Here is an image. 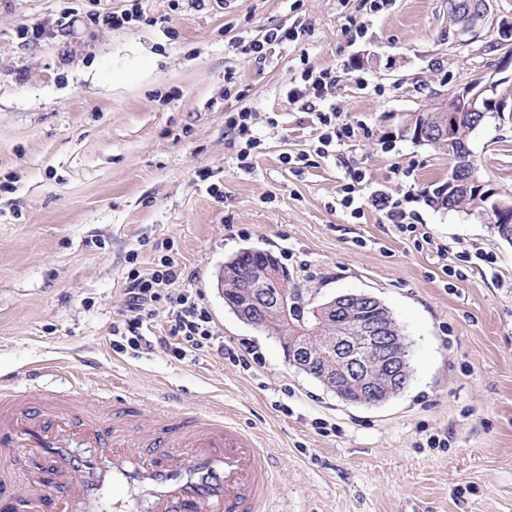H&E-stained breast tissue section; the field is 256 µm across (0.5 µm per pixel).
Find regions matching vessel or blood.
<instances>
[{"label":"vessel or blood","mask_w":512,"mask_h":512,"mask_svg":"<svg viewBox=\"0 0 512 512\" xmlns=\"http://www.w3.org/2000/svg\"><path fill=\"white\" fill-rule=\"evenodd\" d=\"M138 400L111 419L0 389V455L19 454L28 475L12 512H269L273 465L262 438L223 411H164L140 420ZM146 430L145 441L131 432ZM118 490L105 504V488Z\"/></svg>","instance_id":"1"}]
</instances>
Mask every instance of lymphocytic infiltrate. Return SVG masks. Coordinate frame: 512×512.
<instances>
[{
    "mask_svg": "<svg viewBox=\"0 0 512 512\" xmlns=\"http://www.w3.org/2000/svg\"><path fill=\"white\" fill-rule=\"evenodd\" d=\"M336 81L337 76L331 70L307 67L287 91L289 100L300 111L314 113L318 120L322 133L316 152L323 158L336 153L355 134L352 124L343 118L336 106ZM347 173L348 180L340 189L338 204L341 208L349 210L354 217L361 215L362 207L366 204L384 212L399 234L412 239L416 246L434 248L445 261L444 272H451L452 266L446 261L450 254L447 246L436 244L431 233L424 225L419 224L416 214L406 211L400 199L381 189L373 191L365 198L358 196L357 188L364 182L366 174L359 167L348 168ZM178 276L179 271L174 260L166 255L161 256L156 269L150 273L144 274L135 268L129 271L126 316L123 322L112 328L113 350L137 352L153 347L154 340L145 335L144 325L155 315L154 303L163 301L168 305L170 334L178 340L177 346L171 349L175 358L181 360L199 351L213 350L245 371L260 364L261 356L255 350L216 344L211 317L190 291L165 294V287Z\"/></svg>",
    "mask_w": 512,
    "mask_h": 512,
    "instance_id": "lymphocytic-infiltrate-1",
    "label": "lymphocytic infiltrate"
}]
</instances>
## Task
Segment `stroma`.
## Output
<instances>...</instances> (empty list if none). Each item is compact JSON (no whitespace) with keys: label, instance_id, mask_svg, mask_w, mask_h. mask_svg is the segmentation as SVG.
I'll return each mask as SVG.
<instances>
[{"label":"stroma","instance_id":"obj_1","mask_svg":"<svg viewBox=\"0 0 512 512\" xmlns=\"http://www.w3.org/2000/svg\"><path fill=\"white\" fill-rule=\"evenodd\" d=\"M133 6L143 19L129 27L90 21ZM33 23L41 39L22 38ZM273 28L298 37L266 61L231 46ZM506 57L492 35L458 42L448 0H391L377 13L370 0H0V381L37 397L76 392L103 417L128 393L147 418L162 395L224 409L274 457L272 512H512V244L475 213L431 204L447 155L391 133L398 115ZM304 60L341 76L336 103L355 129L343 154L367 190H415L410 208L436 241L493 266L460 262L447 276L436 251L382 212L341 209L344 170L317 155L315 116L286 96ZM228 71L240 105L261 115L247 171L225 125ZM469 148L486 181L512 190V122L489 119ZM301 153L306 163L284 164ZM246 247L292 250L286 266L307 302L382 300L413 343L408 387L351 405L289 367L217 286ZM133 252L144 272L170 253L182 274L167 293L191 291L215 336L254 347L261 365L246 372L212 351L174 358L161 309L151 351L115 352ZM318 418L329 433L315 431ZM426 432L448 446L423 447Z\"/></svg>","mask_w":512,"mask_h":512}]
</instances>
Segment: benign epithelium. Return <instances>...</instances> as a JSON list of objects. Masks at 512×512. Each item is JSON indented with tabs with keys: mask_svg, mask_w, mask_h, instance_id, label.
<instances>
[{
	"mask_svg": "<svg viewBox=\"0 0 512 512\" xmlns=\"http://www.w3.org/2000/svg\"><path fill=\"white\" fill-rule=\"evenodd\" d=\"M448 14L457 26L455 35L468 41L488 30L509 38L512 32L489 11L488 0H448ZM512 80V75L478 83H466L446 94H440L428 107L400 117L398 132L411 134L427 143H438L450 136L448 113H456L455 121H469L471 126L482 125L490 117L512 120V98L497 94V88ZM485 190L488 207L477 211L489 222L508 221L512 205L498 197V192L485 189L472 167L457 163L448 170V178L439 186L453 208L460 196L470 188ZM273 282L280 288L281 297L271 300L264 296L262 286ZM293 289L290 278L272 265L258 270L251 290L244 293L245 301L238 306L242 320L253 325L277 324L286 336L282 337L287 359L317 378L327 389L349 390L353 402L380 405L398 393L397 387L406 379L407 364L402 355L405 336L391 322L377 324L358 320L348 330H331L332 315H359L360 303L370 296L346 294L314 307V322L309 327H297L288 322L286 304Z\"/></svg>",
	"mask_w": 512,
	"mask_h": 512,
	"instance_id": "1",
	"label": "benign epithelium"
}]
</instances>
